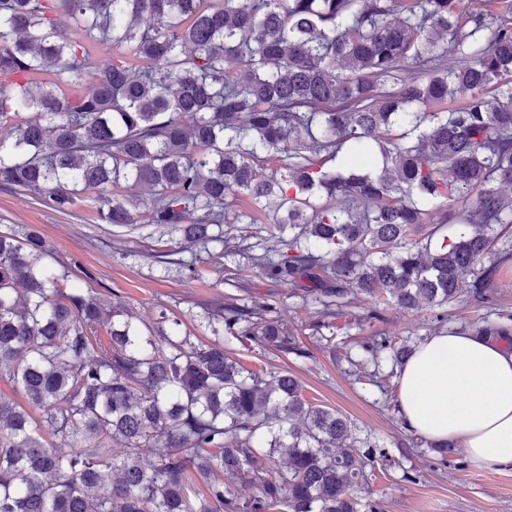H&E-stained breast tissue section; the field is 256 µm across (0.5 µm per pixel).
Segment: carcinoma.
I'll use <instances>...</instances> for the list:
<instances>
[{
    "mask_svg": "<svg viewBox=\"0 0 512 512\" xmlns=\"http://www.w3.org/2000/svg\"><path fill=\"white\" fill-rule=\"evenodd\" d=\"M0 188L178 230L322 318L354 294L372 316L491 303L512 262V0H0ZM231 195L279 248L224 235ZM52 255L0 230V377L25 400L0 397V512H377L355 491L385 452L297 376L224 351L228 334L305 354L276 301H208L196 344L105 309ZM358 347L378 388L411 353Z\"/></svg>",
    "mask_w": 512,
    "mask_h": 512,
    "instance_id": "cac0c4a2",
    "label": "carcinoma"
}]
</instances>
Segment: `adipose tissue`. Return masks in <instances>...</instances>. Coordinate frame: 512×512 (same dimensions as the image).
I'll use <instances>...</instances> for the list:
<instances>
[{
	"label": "adipose tissue",
	"instance_id": "ef3b65f1",
	"mask_svg": "<svg viewBox=\"0 0 512 512\" xmlns=\"http://www.w3.org/2000/svg\"><path fill=\"white\" fill-rule=\"evenodd\" d=\"M399 415L476 468L512 469V350L475 332L428 336L399 373Z\"/></svg>",
	"mask_w": 512,
	"mask_h": 512
}]
</instances>
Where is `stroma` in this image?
I'll return each instance as SVG.
<instances>
[{"label":"stroma","instance_id":"stroma-1","mask_svg":"<svg viewBox=\"0 0 512 512\" xmlns=\"http://www.w3.org/2000/svg\"><path fill=\"white\" fill-rule=\"evenodd\" d=\"M4 225L22 234L38 232L60 262L75 274L89 275V285L103 304L123 303L138 321L151 325L158 323L160 313H167L181 320L182 333L202 341L208 337L202 325L203 302L220 296L246 303L262 298L279 301L305 356H286L229 335L224 349L256 372H294L303 381L307 400L347 416L358 440L384 449L385 458L365 466L366 482L358 497L377 503L379 512H512V470L472 468L458 448L447 462H440L405 427L395 407L397 378H390L382 390L358 382L354 366L361 358L356 341L365 336L423 338L482 318L495 323L500 314H512V267L497 274L491 307L462 298L449 304L447 318L440 322L426 310L387 306L374 320L366 316L367 305L356 300L322 327L313 309L302 306L288 285L272 281L260 270L248 271L243 287L234 288L226 283L233 266L218 272L200 262L190 271L157 262L156 254L182 251L179 234L162 235L147 224L128 230L99 223L90 199L62 213L47 199L0 189V227Z\"/></svg>","mask_w":512,"mask_h":512}]
</instances>
